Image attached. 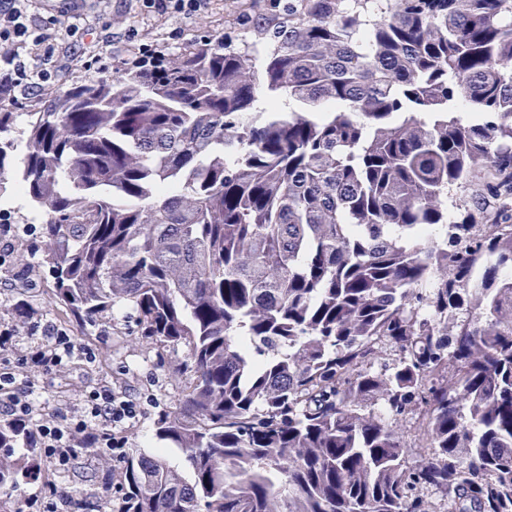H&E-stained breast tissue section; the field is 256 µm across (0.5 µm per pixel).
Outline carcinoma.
<instances>
[{"instance_id":"cac0c4a2","label":"carcinoma","mask_w":512,"mask_h":512,"mask_svg":"<svg viewBox=\"0 0 512 512\" xmlns=\"http://www.w3.org/2000/svg\"><path fill=\"white\" fill-rule=\"evenodd\" d=\"M263 35L72 83L0 145L56 302L185 349L156 436L192 478L128 455L126 512H512V0H288ZM39 473L0 458V496Z\"/></svg>"}]
</instances>
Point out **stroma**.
Here are the masks:
<instances>
[{
  "instance_id": "obj_1",
  "label": "stroma",
  "mask_w": 512,
  "mask_h": 512,
  "mask_svg": "<svg viewBox=\"0 0 512 512\" xmlns=\"http://www.w3.org/2000/svg\"><path fill=\"white\" fill-rule=\"evenodd\" d=\"M282 16V9L272 8L271 0H212L208 14L198 18L149 19L141 14L137 0H110L106 11L92 19L82 42L72 43L64 30L59 29L54 33L55 54L51 63H44L39 57L29 58L28 65L33 70L56 71V81L41 96L20 95L10 107L15 118L4 138L16 150H23L29 113L43 111L61 85L103 77L100 69L71 70L69 63L74 55L103 52L111 60L123 59L132 47L127 39L132 30L143 42L158 43L171 54L185 52L197 42L221 35L232 38L234 45H249L260 54L265 48L261 37L264 28L275 27ZM175 29L181 32L176 40L171 37ZM2 224L10 225L15 235L16 258L25 275L16 278L11 272H0V321L13 324L17 330L13 349L0 352V367H18L20 358L35 341L32 327L36 321L54 322L82 343L99 349L101 357L94 364L75 361L63 367L29 372L26 381L39 394L41 402L50 409L73 407L79 404L83 390L109 387L117 395L136 400L141 407L140 416L125 430L129 450L156 455L157 422L175 410L181 390L190 380L189 374L178 371L183 351L139 343L134 338V324L128 310H114L107 323L81 324L57 307L53 299V277L48 266L41 262L40 236L29 232V210L8 180L0 184ZM20 305L26 312L19 317L14 309ZM106 483L114 488L119 486V463L107 454L84 451L70 461L64 472L44 465L41 476L21 482L18 495L33 499L32 512H50L63 490L82 501V512H109L100 496Z\"/></svg>"
}]
</instances>
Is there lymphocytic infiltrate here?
Masks as SVG:
<instances>
[{
	"label": "lymphocytic infiltrate",
	"instance_id": "lymphocytic-infiltrate-1",
	"mask_svg": "<svg viewBox=\"0 0 512 512\" xmlns=\"http://www.w3.org/2000/svg\"><path fill=\"white\" fill-rule=\"evenodd\" d=\"M26 0H0V103L12 104L20 92H39L51 84L49 71L32 75L28 55L50 58L55 53L52 29L59 19H66L65 32L73 40H82L80 11L90 0H57L55 14L35 24L29 20ZM40 339L25 355L23 362L31 367L48 368L76 358L94 362L95 352L77 338L59 331L52 323L40 325ZM140 407L134 400L112 393L106 386L85 393L80 406L73 411H46L35 404L32 390L16 372L0 371V415L27 427L45 460L56 467L66 466L77 449L95 448L114 461H122L128 451L123 430L135 421Z\"/></svg>",
	"mask_w": 512,
	"mask_h": 512
}]
</instances>
